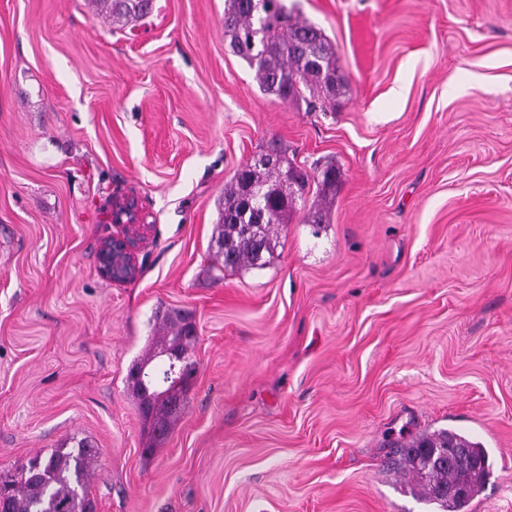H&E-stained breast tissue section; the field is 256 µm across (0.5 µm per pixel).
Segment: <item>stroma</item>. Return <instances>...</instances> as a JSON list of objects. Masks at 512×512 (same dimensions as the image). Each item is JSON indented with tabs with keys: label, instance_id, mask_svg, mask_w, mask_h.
Here are the masks:
<instances>
[{
	"label": "stroma",
	"instance_id": "stroma-1",
	"mask_svg": "<svg viewBox=\"0 0 512 512\" xmlns=\"http://www.w3.org/2000/svg\"><path fill=\"white\" fill-rule=\"evenodd\" d=\"M284 2L336 51L344 90L313 112L260 90L224 0L126 28L0 0V480L87 438L98 512H427L387 441L453 427L489 452L470 512H512V0ZM272 142L336 194L215 280L224 185ZM123 195L147 228L113 282ZM169 307L197 373L148 454L126 375ZM112 224L121 229L102 244L98 270L101 277L116 281L138 274V251L146 227L137 198L127 197L112 204L109 215Z\"/></svg>",
	"mask_w": 512,
	"mask_h": 512
}]
</instances>
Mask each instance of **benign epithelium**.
I'll use <instances>...</instances> for the list:
<instances>
[{
	"mask_svg": "<svg viewBox=\"0 0 512 512\" xmlns=\"http://www.w3.org/2000/svg\"><path fill=\"white\" fill-rule=\"evenodd\" d=\"M109 218L120 233L102 244L98 270L101 277L114 281L138 274V251L145 229L137 198L127 197L112 204Z\"/></svg>",
	"mask_w": 512,
	"mask_h": 512,
	"instance_id": "obj_1",
	"label": "benign epithelium"
}]
</instances>
